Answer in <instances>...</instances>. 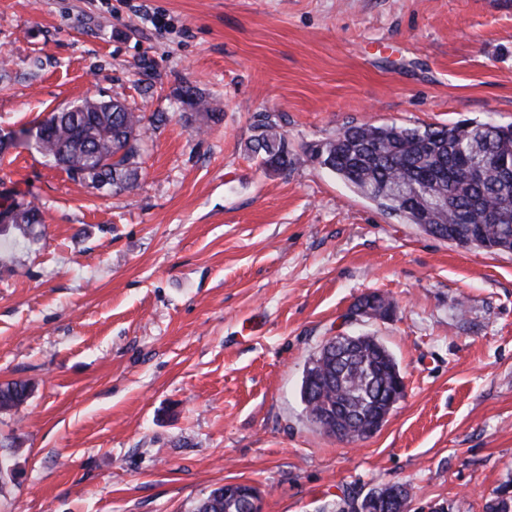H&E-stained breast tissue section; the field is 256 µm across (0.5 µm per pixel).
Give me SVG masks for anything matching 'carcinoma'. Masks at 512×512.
Listing matches in <instances>:
<instances>
[{
  "mask_svg": "<svg viewBox=\"0 0 512 512\" xmlns=\"http://www.w3.org/2000/svg\"><path fill=\"white\" fill-rule=\"evenodd\" d=\"M182 103L219 124L224 114L190 85L181 88ZM166 120L130 110L117 99L81 100L52 112L34 133L37 150L67 174L96 190L128 191L138 184L141 141L147 126ZM247 150L263 167L286 171L298 160L288 138L272 121L255 126ZM479 148L486 160L483 179L464 173ZM311 162L336 174L383 212L417 225L426 234L456 244L512 253V125L458 122L452 125L405 127L355 125L325 143L311 144L302 153ZM43 223L39 207L27 203L0 213V227L23 237H35ZM392 302L380 294L360 297L351 314L366 308L389 317ZM311 375L302 380L301 400L307 414L327 434L344 431L351 440L373 433V418L386 410L396 362L379 342H366L348 353H331L312 361ZM28 383L0 385V413L8 414L30 395ZM220 486L197 501L193 512H245L224 500ZM408 492L397 484L361 496L348 494L336 503L337 512H408ZM487 512H512V481L501 485Z\"/></svg>",
  "mask_w": 512,
  "mask_h": 512,
  "instance_id": "cac0c4a2",
  "label": "carcinoma"
}]
</instances>
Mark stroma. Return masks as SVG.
<instances>
[{
    "label": "stroma",
    "mask_w": 512,
    "mask_h": 512,
    "mask_svg": "<svg viewBox=\"0 0 512 512\" xmlns=\"http://www.w3.org/2000/svg\"><path fill=\"white\" fill-rule=\"evenodd\" d=\"M208 98L204 127L179 98ZM88 96L164 113L131 191H96L25 130ZM364 123L512 124V0H0V512H192L248 483L263 512H336L404 485L410 512H486L512 479V253L382 212L299 159ZM390 318H349L362 295ZM376 337L406 396L379 431L324 434L300 398L326 340ZM182 103L185 104L192 112L201 114L207 124H219L224 120L222 112H215L210 103L190 85L181 88ZM256 134L247 144V150L266 169L288 171L298 160L296 153L289 145L288 138L279 131L275 122L264 121L255 126ZM42 223L43 217L39 207L31 203L17 205L3 214L0 213L1 232L3 229H12L23 237L34 238L37 234L36 226ZM392 302L380 294L372 293L360 297L352 306L351 315L363 316L362 311L366 308L374 309L380 313L381 318H387L391 314L389 311L392 307ZM28 383L16 380L0 385V413L8 414L25 402L30 395Z\"/></svg>",
    "instance_id": "obj_1"
}]
</instances>
